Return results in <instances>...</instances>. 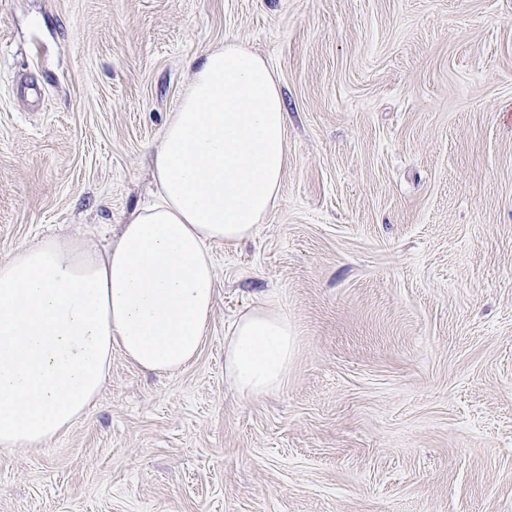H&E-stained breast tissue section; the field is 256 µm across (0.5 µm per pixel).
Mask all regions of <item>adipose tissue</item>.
<instances>
[{
	"label": "adipose tissue",
	"mask_w": 512,
	"mask_h": 512,
	"mask_svg": "<svg viewBox=\"0 0 512 512\" xmlns=\"http://www.w3.org/2000/svg\"><path fill=\"white\" fill-rule=\"evenodd\" d=\"M153 156L158 198L105 250L48 237L0 259V446L65 434L113 352L170 375L200 354L217 282L212 245L247 240L279 198L288 113L260 55L234 43L192 60ZM296 331L274 301L229 328L224 374L244 398L281 389Z\"/></svg>",
	"instance_id": "adipose-tissue-1"
}]
</instances>
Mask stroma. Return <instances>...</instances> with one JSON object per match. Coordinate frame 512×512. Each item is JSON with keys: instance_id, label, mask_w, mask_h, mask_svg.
<instances>
[{"instance_id": "obj_1", "label": "stroma", "mask_w": 512, "mask_h": 512, "mask_svg": "<svg viewBox=\"0 0 512 512\" xmlns=\"http://www.w3.org/2000/svg\"><path fill=\"white\" fill-rule=\"evenodd\" d=\"M230 42L283 91L277 203L213 246L196 362L113 353L67 434L0 449V512H512V0H0V257L119 232ZM270 299L288 380L244 398L228 328Z\"/></svg>"}]
</instances>
